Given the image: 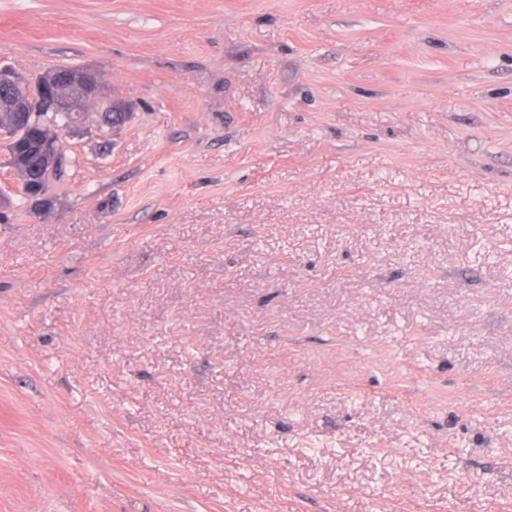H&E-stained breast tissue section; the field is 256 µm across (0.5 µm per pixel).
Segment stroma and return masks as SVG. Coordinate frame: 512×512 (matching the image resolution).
Here are the masks:
<instances>
[{"label": "stroma", "instance_id": "obj_1", "mask_svg": "<svg viewBox=\"0 0 512 512\" xmlns=\"http://www.w3.org/2000/svg\"><path fill=\"white\" fill-rule=\"evenodd\" d=\"M87 68L0 219V512H512V0H0Z\"/></svg>", "mask_w": 512, "mask_h": 512}]
</instances>
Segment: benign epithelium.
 Here are the masks:
<instances>
[{"mask_svg":"<svg viewBox=\"0 0 512 512\" xmlns=\"http://www.w3.org/2000/svg\"><path fill=\"white\" fill-rule=\"evenodd\" d=\"M103 98V89L97 76L89 69H52L29 79L8 66H0V112H8L11 121L0 123V134L10 140L27 138L32 126L31 114L35 112H62L68 116L63 126H46L34 142V151L41 158L42 176L34 185L27 179L25 161L14 159L11 171L16 180L0 184V205H4L20 190H26L34 204H47V194L52 176L60 169L62 157L59 147L68 126L85 114V105ZM127 107L112 101L101 112V120L114 128L127 118Z\"/></svg>","mask_w":512,"mask_h":512,"instance_id":"1","label":"benign epithelium"}]
</instances>
